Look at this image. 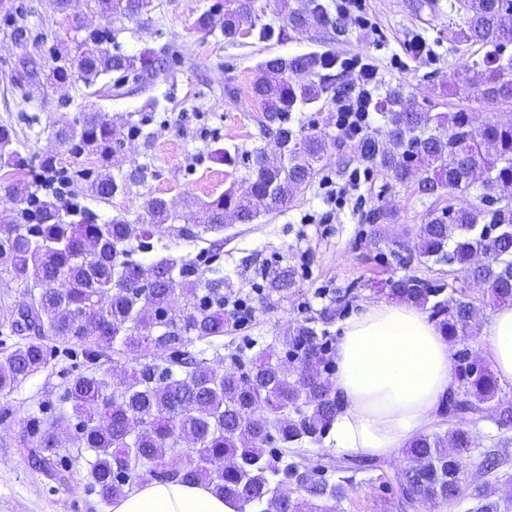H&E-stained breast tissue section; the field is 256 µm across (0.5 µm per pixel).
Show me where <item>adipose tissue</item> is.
<instances>
[{"mask_svg":"<svg viewBox=\"0 0 512 512\" xmlns=\"http://www.w3.org/2000/svg\"><path fill=\"white\" fill-rule=\"evenodd\" d=\"M489 358L512 381V308L490 325ZM332 388L342 401L326 437L336 448L392 457L432 423L453 390L444 333L409 303L370 302L341 325ZM112 512H236L204 485L148 480L114 499Z\"/></svg>","mask_w":512,"mask_h":512,"instance_id":"1","label":"adipose tissue"}]
</instances>
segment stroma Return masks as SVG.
I'll return each mask as SVG.
<instances>
[{"instance_id": "35a3bbf8", "label": "stroma", "mask_w": 512, "mask_h": 512, "mask_svg": "<svg viewBox=\"0 0 512 512\" xmlns=\"http://www.w3.org/2000/svg\"><path fill=\"white\" fill-rule=\"evenodd\" d=\"M215 2L152 0L140 18L118 20L103 12L98 0H72L64 11L55 0H5L0 5V125L15 131L27 165L0 179V212L13 205L7 185L35 182L45 155H55L61 170L97 167L95 156L73 157L55 137L61 124L78 125L84 110L92 106L118 126L131 114L141 119L142 135L124 137L116 159L134 161L143 167L144 176L128 194L106 203L85 196L82 204L107 219L119 211L138 214L144 197L152 195L167 199L173 211L182 214L189 201L220 194L231 182L243 180L246 170L211 160L209 151L216 142L240 154L265 144L251 85L258 65L272 56L333 50L373 64L376 95H383L387 87L403 86L406 96L422 109L470 112L477 130L491 120L512 119V102L488 104L446 89L453 71L473 51L463 39L458 0H365V26L337 16L336 0H323L331 24L285 42H262L251 33L230 42L218 33L197 32L198 16ZM85 27L115 31L114 45L121 52H152L166 60L165 71L140 84L103 77L92 89L75 78L47 82L55 55L71 47ZM152 99L157 107H149ZM294 122L335 136L336 146L321 161L312 185L287 209L250 224L225 225L224 245L216 256L224 272V293L251 297L255 316L209 348L208 359L229 363L266 348L283 355L280 335L334 300L339 303L336 318L325 331L337 339L342 321L363 303L380 299L372 287L374 280L414 275L445 283L446 295L460 290L469 296L477 308L479 333H459L448 346L468 348L487 361L496 305L464 273L421 262L416 248L420 225L430 211L447 207V198L419 199L412 184H397L382 169L373 168L346 205L334 207L328 191L348 185L350 173L360 165V146L338 136L335 103L316 112L295 113ZM380 205L392 209L393 223H365V213ZM393 239L402 245L395 258L389 255ZM288 266L295 269L291 288L270 289L260 276L261 268ZM320 288L327 293L322 300L315 295ZM47 348L45 368L0 394V512H111L101 495L91 490L84 461L66 456L45 468L33 465L25 418L32 412L43 417L58 414L66 382L85 367L111 370L118 379L133 356H92L80 347L52 342ZM471 432L475 446L461 502L451 508L428 506L421 512H468L475 491L484 486L478 464L485 452L505 457V470L512 475V428H500L490 416L472 425ZM376 463V469L354 473L349 496L337 512H399L396 478L406 457H380Z\"/></svg>"}]
</instances>
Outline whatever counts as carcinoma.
Returning a JSON list of instances; mask_svg holds the SVG:
<instances>
[{"instance_id":"1","label":"carcinoma","mask_w":512,"mask_h":512,"mask_svg":"<svg viewBox=\"0 0 512 512\" xmlns=\"http://www.w3.org/2000/svg\"><path fill=\"white\" fill-rule=\"evenodd\" d=\"M99 3L119 20L137 18L150 6V0ZM283 8V24L260 25L258 40L303 36L330 22L322 0ZM459 8L466 37L478 49L472 64L453 77V86L487 103L511 102L512 57L504 58V52L512 45V27L503 28V20L512 19V0H459ZM248 15H257V0H225L224 12L206 9L196 29L206 34L218 29L235 39L241 35L239 20ZM112 40L110 31H84L74 49L57 55L53 80L77 76L91 87L113 73L136 80L160 73L158 58L126 55L112 48ZM342 67L332 50L276 56L258 65L251 98L269 142L247 156L246 193L232 183L212 199L191 202L182 215L172 213L166 199L150 196L135 218L118 212L103 220L71 190L55 188L42 195L38 183L32 190L8 189L15 205L0 215V279L23 286L29 296L33 337L0 363V392L47 365L45 339L90 352L140 353L117 383L107 370L77 373L62 399L59 418L72 422L77 457L86 461L90 486L99 489L105 502L148 476L204 483L237 512H314L315 501L326 502L322 512H336V505L347 499L351 478L345 473L360 465L328 458L326 467L343 474L329 482L317 476L302 452L306 443H321L340 411L326 377L327 336L318 328V322L331 320L332 311L305 318L282 337L295 370L285 371L270 352L226 368L210 363L204 351L189 349L196 341L210 345L229 331L220 272L185 257H162L148 266L130 259L153 248L159 226L192 241L223 232L229 219L250 224L263 211L288 207L336 143L313 127L295 126L293 113L335 99L336 71ZM383 110L395 137L383 142L364 132V164L385 170L398 184L414 181L415 193L427 198L464 194L477 173L485 175L488 193L479 203H450L428 217L419 234V256L458 267L484 283L493 300L511 304L512 120L489 121L476 135L469 113L425 112L399 86L388 89ZM56 136L72 154H95L100 160L93 170L76 171L74 180L63 176L64 185L83 183L101 200L130 192L136 173L114 162L112 121L106 116L85 112L80 126L63 125ZM17 143L14 131L0 126V169L24 164ZM392 220L383 206L365 217L369 224ZM479 251L492 252L494 261L475 264ZM383 287L391 296L430 307L451 338L460 331L479 333L473 301L463 293L443 297V283L402 276L384 280ZM175 294L182 299L178 309L170 305ZM155 351L174 358L158 364L150 360ZM454 363L459 384L443 411L459 424L448 435L420 434L407 443L398 497L406 512L460 498L472 449L469 425L480 420L487 405L496 404L499 427L512 425V403L499 396L491 371L467 348L454 353ZM54 425L53 420L30 418L34 459L49 462L59 455ZM474 499L469 512H512L511 493L491 500L479 492Z\"/></svg>"}]
</instances>
